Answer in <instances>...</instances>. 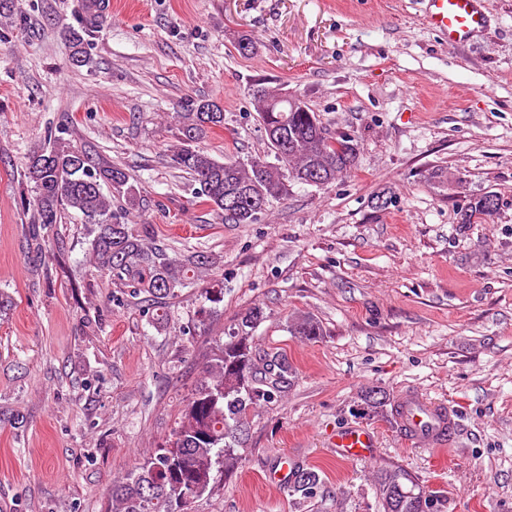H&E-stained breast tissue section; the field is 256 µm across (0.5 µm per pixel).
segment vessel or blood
<instances>
[{
  "mask_svg": "<svg viewBox=\"0 0 512 512\" xmlns=\"http://www.w3.org/2000/svg\"><path fill=\"white\" fill-rule=\"evenodd\" d=\"M424 18L432 28L448 36L449 44H461L484 31L488 18L481 0H424ZM411 443L443 446L455 421L450 409L441 403L427 402L417 394L406 395L397 417ZM344 458L364 459L373 453L371 434L360 428L338 432L332 441Z\"/></svg>",
  "mask_w": 512,
  "mask_h": 512,
  "instance_id": "obj_1",
  "label": "vessel or blood"
}]
</instances>
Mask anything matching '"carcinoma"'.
<instances>
[{"label": "carcinoma", "instance_id": "cac0c4a2", "mask_svg": "<svg viewBox=\"0 0 512 512\" xmlns=\"http://www.w3.org/2000/svg\"><path fill=\"white\" fill-rule=\"evenodd\" d=\"M93 0H82L79 27H67L71 64L89 62L84 35L97 26ZM293 97L274 94L260 83L253 85L251 104L263 128L274 161L260 157L246 162L222 161L195 146L208 132L224 127V111L213 101L199 100L176 113L179 145L175 158L199 185V198L232 224H252L274 200L288 195L290 183L333 184L356 164L353 148L339 153L329 142L331 132L316 113L293 111ZM20 181L34 192L33 223H57L58 211L67 207L81 214L87 228L90 260L105 275L129 288L128 296L143 303L151 323L168 320L170 306L200 273L212 264L203 251L171 256L168 248L123 222L112 210V199L102 190L110 183L125 201L126 210L140 208V190L121 167L95 161L85 151L48 131L45 142L27 157ZM498 208L497 197L480 195L461 211V223L488 220ZM263 319L259 306L249 308L231 325L224 343L192 390L177 426L156 454L113 481L110 512H172V501L186 494L198 498L217 479L233 475L239 467V443L246 434L248 416L270 404L291 387L295 370L276 348L258 351L253 331ZM288 333L304 341L323 335L320 324L300 312L288 318ZM386 396L365 390L363 414H387ZM321 486L317 471L292 468L288 491L301 499L316 496ZM375 490L383 512H444L445 501L419 486L405 469L383 466L375 477Z\"/></svg>", "mask_w": 512, "mask_h": 512}]
</instances>
